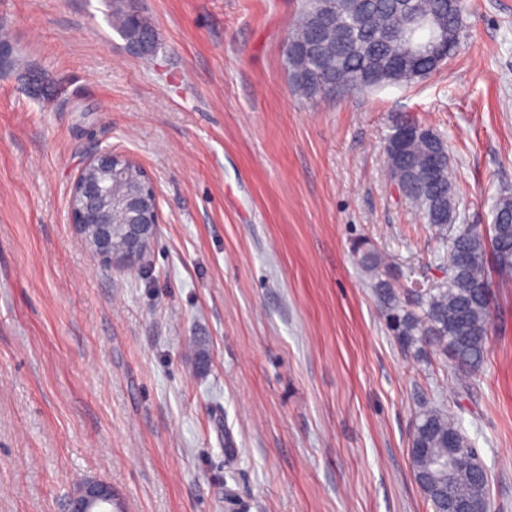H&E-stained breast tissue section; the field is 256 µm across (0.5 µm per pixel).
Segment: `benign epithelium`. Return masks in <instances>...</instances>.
I'll list each match as a JSON object with an SVG mask.
<instances>
[{"mask_svg":"<svg viewBox=\"0 0 512 512\" xmlns=\"http://www.w3.org/2000/svg\"><path fill=\"white\" fill-rule=\"evenodd\" d=\"M431 141L429 159L443 148L423 126L402 130L386 143L401 154ZM69 223L93 254L105 265L131 270L144 260L160 223L154 183L130 157L110 150L90 157L72 184ZM114 503L112 486L88 480L73 496L69 512H108Z\"/></svg>","mask_w":512,"mask_h":512,"instance_id":"benign-epithelium-1","label":"benign epithelium"}]
</instances>
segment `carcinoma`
<instances>
[{
  "instance_id": "cac0c4a2",
  "label": "carcinoma",
  "mask_w": 512,
  "mask_h": 512,
  "mask_svg": "<svg viewBox=\"0 0 512 512\" xmlns=\"http://www.w3.org/2000/svg\"><path fill=\"white\" fill-rule=\"evenodd\" d=\"M449 0H306L297 29L287 36L286 63L298 89L310 98L333 97L363 90L366 72L384 74L381 85L412 83L437 70L434 56L418 58L417 71L405 70L399 61L407 54V38L418 29L422 14L448 27L453 16ZM112 26L128 41L139 36L154 40L146 18L133 14L124 0H111ZM428 147L420 145L413 163L420 177L402 184V197L421 214L434 231L435 265L445 278L434 286L413 291L403 299L387 280L376 279L374 293L381 313L398 345L416 355L435 346L448 353L457 367V384L471 385L490 348L492 297L490 274L512 279V197H501L493 224L486 233L456 223L454 194L450 190L448 156H442L434 173L427 174ZM366 267L376 270L383 259L361 242L356 246ZM459 448L458 467L448 478V494L466 495L473 512H488L490 483L475 442L462 419L434 404L420 410L408 447L426 453H409L413 473L428 462L448 456V440Z\"/></svg>"
}]
</instances>
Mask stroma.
Masks as SVG:
<instances>
[{"instance_id":"1","label":"stroma","mask_w":512,"mask_h":512,"mask_svg":"<svg viewBox=\"0 0 512 512\" xmlns=\"http://www.w3.org/2000/svg\"><path fill=\"white\" fill-rule=\"evenodd\" d=\"M109 0H0L32 69H0V512H69L82 481L119 512H431L408 442L423 403L461 415L512 512V282L491 284L488 357L390 336L354 241L398 291L435 240L384 165L394 116L448 146L458 223L512 195V0H465L435 73L338 99L284 63L303 0H136L152 55ZM151 175L146 263L104 266L68 220L83 163ZM202 342L207 363L190 346ZM125 0H112L109 7L111 10L112 26L127 41L133 40L139 36L146 37L154 42V33L148 28L150 23L142 15L133 14L134 10L131 4L124 3ZM138 16L141 23H137Z\"/></svg>"}]
</instances>
